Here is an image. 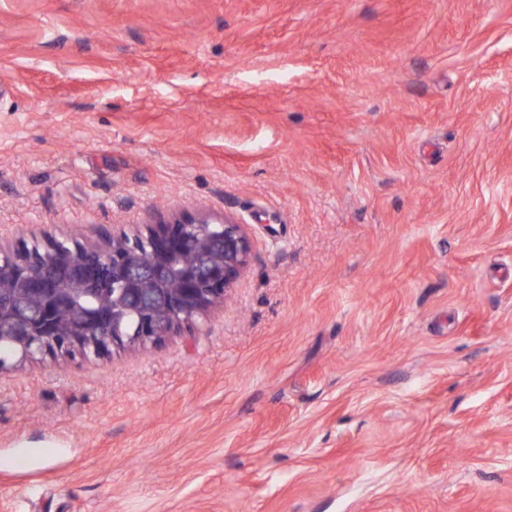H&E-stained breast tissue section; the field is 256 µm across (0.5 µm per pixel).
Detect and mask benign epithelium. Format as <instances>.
<instances>
[{
    "mask_svg": "<svg viewBox=\"0 0 512 512\" xmlns=\"http://www.w3.org/2000/svg\"><path fill=\"white\" fill-rule=\"evenodd\" d=\"M254 248L246 225L184 214L107 232L0 233V371L47 354L103 358L145 347L224 304Z\"/></svg>",
    "mask_w": 512,
    "mask_h": 512,
    "instance_id": "obj_1",
    "label": "benign epithelium"
}]
</instances>
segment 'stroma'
<instances>
[{
    "label": "stroma",
    "mask_w": 512,
    "mask_h": 512,
    "mask_svg": "<svg viewBox=\"0 0 512 512\" xmlns=\"http://www.w3.org/2000/svg\"><path fill=\"white\" fill-rule=\"evenodd\" d=\"M182 211L237 288L0 372V512H512V0H0V227Z\"/></svg>",
    "instance_id": "obj_1"
}]
</instances>
